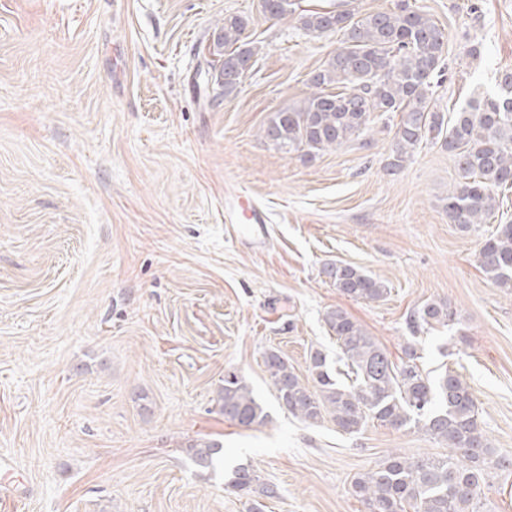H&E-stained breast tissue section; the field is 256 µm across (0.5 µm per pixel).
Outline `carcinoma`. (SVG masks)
<instances>
[{
  "label": "carcinoma",
  "mask_w": 512,
  "mask_h": 512,
  "mask_svg": "<svg viewBox=\"0 0 512 512\" xmlns=\"http://www.w3.org/2000/svg\"><path fill=\"white\" fill-rule=\"evenodd\" d=\"M266 2L268 15L281 18L295 11V0ZM300 21L311 33L342 34L341 45L310 77L311 92L303 101L273 114L265 138L280 149L312 156L360 136L373 114L397 112L391 166H402L425 141L441 144L456 159L461 175L448 193V220L464 231L486 223L499 209L496 192L512 185V73L498 77L496 92L467 102L446 119L435 110L431 84L442 72L448 36L408 0H396L393 8L361 18L336 8L304 13ZM246 27L242 17L226 15L213 42L226 97L238 90L255 54L245 42ZM478 261L496 287L512 293V224L499 225L482 242ZM326 273L354 300L376 302L388 293L384 283L353 266H332ZM453 316L447 304L430 302L410 321V328L446 326ZM324 322L336 337L345 370L332 367L323 350L312 349L308 371L313 385L308 386L288 359L268 352L265 366L279 405L311 424L328 416L349 435L369 420L394 429L413 426L448 448L442 457L390 453L355 476L352 492L366 512H482L486 468L512 463L495 456L469 387L453 370L435 379L423 374L411 347L405 350L407 361L396 365L340 307L326 311ZM218 402L224 417L240 425L267 422L263 405L233 370L224 374ZM189 448L199 466L219 463L215 444L196 441ZM228 486L246 494H274L246 467L232 470Z\"/></svg>",
  "instance_id": "obj_1"
}]
</instances>
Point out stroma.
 <instances>
[{"instance_id": "stroma-1", "label": "stroma", "mask_w": 512, "mask_h": 512, "mask_svg": "<svg viewBox=\"0 0 512 512\" xmlns=\"http://www.w3.org/2000/svg\"><path fill=\"white\" fill-rule=\"evenodd\" d=\"M410 2L448 34L438 111L512 71V0ZM228 14L258 53L226 97L197 71ZM339 40L270 19L261 0H0V512H365L356 474L447 449L413 428L346 435L280 407L266 353L302 376L310 348L338 358L324 322L336 307L393 362L412 345L424 372L458 373L512 462V294L477 261L512 224V188L464 231L448 220L460 175L440 145L390 168L399 114L312 157L262 134ZM235 190L268 216L263 247L224 220ZM336 265L386 297H346L325 273ZM432 301L453 321L411 331ZM230 369L266 425L224 418ZM201 439L223 467L195 465ZM240 464L274 496L227 489Z\"/></svg>"}]
</instances>
